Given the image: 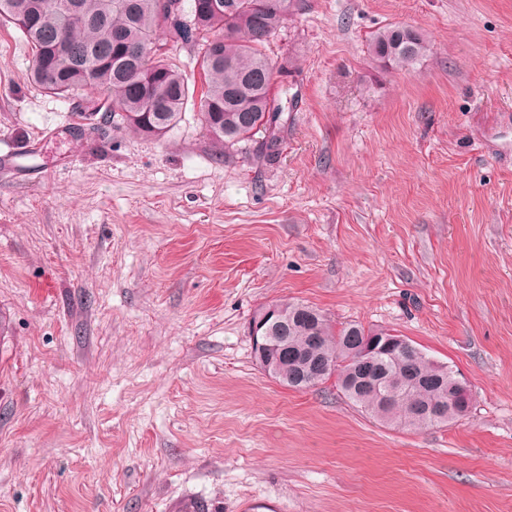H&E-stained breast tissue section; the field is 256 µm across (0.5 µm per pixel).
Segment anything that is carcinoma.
I'll list each match as a JSON object with an SVG mask.
<instances>
[{
    "mask_svg": "<svg viewBox=\"0 0 512 512\" xmlns=\"http://www.w3.org/2000/svg\"><path fill=\"white\" fill-rule=\"evenodd\" d=\"M58 0H0V20L14 24L33 51L27 79L50 93L66 96L95 88L112 103L109 118L146 137H162L180 121L194 93L187 77L167 59L169 42H193L198 47L204 76L199 110L205 135L226 148L269 132L266 148L277 146L276 132L265 119L274 101V76L285 65L264 53L277 30L302 8L303 0H227L222 11H207L202 0H189V24H168L157 12V0H132L128 10L113 8L108 0H75L77 15L57 9ZM146 53L117 62V38ZM63 39L69 54L47 59L46 46ZM430 51L419 30L386 27L369 40L372 57L387 69L411 71ZM284 340L271 351L272 363L284 373L282 383L304 390L317 383H299L315 369L287 358L290 351L306 350L314 360L328 359L334 369L320 382L336 377V387L355 406L387 424L419 430L457 421L466 413L439 419L420 412L424 404L449 403L454 395L445 364L426 356L412 343L378 360L379 387L364 383L366 366L357 347L372 333L358 324L335 327L319 310L301 302L277 303ZM395 391L383 405L380 394Z\"/></svg>",
    "mask_w": 512,
    "mask_h": 512,
    "instance_id": "cac0c4a2",
    "label": "carcinoma"
}]
</instances>
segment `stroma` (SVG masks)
Here are the masks:
<instances>
[{"label":"stroma","instance_id":"1","mask_svg":"<svg viewBox=\"0 0 512 512\" xmlns=\"http://www.w3.org/2000/svg\"><path fill=\"white\" fill-rule=\"evenodd\" d=\"M418 29L412 71L368 39ZM276 152L187 103L78 129L0 23V512H512V0H308ZM408 338L469 386L410 431L257 364L279 300Z\"/></svg>","mask_w":512,"mask_h":512}]
</instances>
